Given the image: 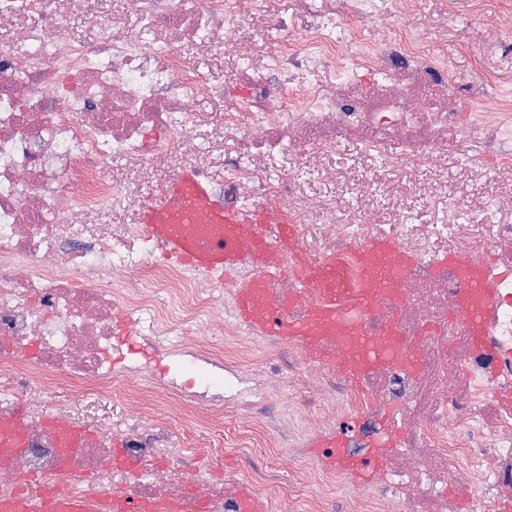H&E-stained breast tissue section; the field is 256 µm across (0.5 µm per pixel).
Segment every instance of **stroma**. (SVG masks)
Instances as JSON below:
<instances>
[{"label": "stroma", "mask_w": 512, "mask_h": 512, "mask_svg": "<svg viewBox=\"0 0 512 512\" xmlns=\"http://www.w3.org/2000/svg\"><path fill=\"white\" fill-rule=\"evenodd\" d=\"M96 8L95 0H87L82 11L65 15L63 23L69 33L96 41L113 30L139 26L126 0H108L111 22L101 27L87 20L88 12ZM408 23L424 35L433 52L447 55L448 65L463 87L484 81L512 90V0H415ZM188 53L203 83L236 89L244 62L235 51L220 47L201 52L192 46ZM207 149V141H200L197 156L161 159L147 171L125 167L115 173L104 169V178L119 176L135 187L137 196L128 202L111 201L92 219V227L134 224L139 196L162 183L170 169L195 165L197 157L206 156ZM294 173L304 196L335 207L337 216L350 224L367 206L381 224H436L443 217L440 198L444 195L485 207V222L473 231V239L489 236L494 225L512 220V170L477 177L466 155L449 158L439 173L432 174L390 168L364 158L359 145L345 143L334 153L304 157ZM53 398L66 422L86 429L91 436L106 434L113 411L120 408L113 393L93 386L77 389L61 383L54 388Z\"/></svg>", "instance_id": "obj_1"}]
</instances>
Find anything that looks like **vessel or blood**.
<instances>
[{"mask_svg": "<svg viewBox=\"0 0 512 512\" xmlns=\"http://www.w3.org/2000/svg\"><path fill=\"white\" fill-rule=\"evenodd\" d=\"M139 231L159 245L162 252L190 269L208 273L236 270L245 265L259 269V276L239 284L235 291L238 318L269 336H294L305 344L314 358H322V342L336 339L337 368L359 375L379 359L392 358L404 345L395 333L378 340L369 336L363 314L379 294L393 288L407 256L385 240L375 241L360 254L368 289L344 295L336 289V271L329 267L285 261L296 244L292 226L279 220L274 208L266 204L227 206L215 193L212 177L186 167L162 183L143 200L138 214ZM292 271L300 288L321 295L322 301L299 321L280 319L267 298L268 280ZM465 287L455 301V310L465 318L475 347L483 345V303L491 302L494 290L483 276L480 264L461 269ZM43 512H86L83 498H63L42 493Z\"/></svg>", "mask_w": 512, "mask_h": 512, "instance_id": "vessel-or-blood-1", "label": "vessel or blood"}]
</instances>
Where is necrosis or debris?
<instances>
[{"instance_id":"necrosis-or-debris-1","label":"necrosis or debris","mask_w":512,"mask_h":512,"mask_svg":"<svg viewBox=\"0 0 512 512\" xmlns=\"http://www.w3.org/2000/svg\"><path fill=\"white\" fill-rule=\"evenodd\" d=\"M71 2L43 0L32 19L53 52L25 51L24 37L0 34V359L44 399L37 414L0 399V425L24 433L23 447L0 444V502L22 494L21 474L70 497L86 495L79 478L89 474L96 492L154 512H292L302 487L313 512H327L342 485L355 512H501L512 500L511 221L462 248L450 225L478 221L481 210L456 198L447 223L428 230L380 224L369 211L350 228L325 208L306 225L294 176L254 190L253 202L277 200L297 237L317 235L289 263L335 268L350 292L366 285L358 255L370 242L389 240L411 256L363 321L375 336L395 329L412 359L379 362L357 380L310 359L293 338L260 337L265 355L253 360L240 343L251 330L237 322L223 282L158 263L137 228L92 232L79 219L133 193L104 179V166H145L194 146L204 120L182 104L211 90L187 44L230 45L248 58L241 90L224 94V124L210 145L215 153L234 147L218 190L234 205L251 178L245 159L271 165L344 142L401 168L432 169L468 153L475 172L488 173L487 158L512 160V123L502 120L512 92L482 82L462 91L447 59L403 30L411 0H293L288 15L271 0H131L138 30L98 42L59 25ZM253 11L269 16L283 50H257L242 26ZM390 19L394 30L363 38L364 28ZM328 69L334 90L310 98ZM446 254L489 259L495 300L484 312V350L470 347L465 320L450 314L463 281ZM80 281L88 289H77ZM268 296L288 320L321 301L290 276L274 277ZM189 324L199 333L192 347L183 340ZM61 381L121 391L108 436L60 445L46 421ZM156 398L177 407L181 421L219 423L225 411H246L252 423L239 448H284L294 465L251 460L215 480L208 437L184 448L172 422L145 416ZM352 413L363 427L351 456L380 454L372 479L299 471L308 433Z\"/></svg>"}]
</instances>
